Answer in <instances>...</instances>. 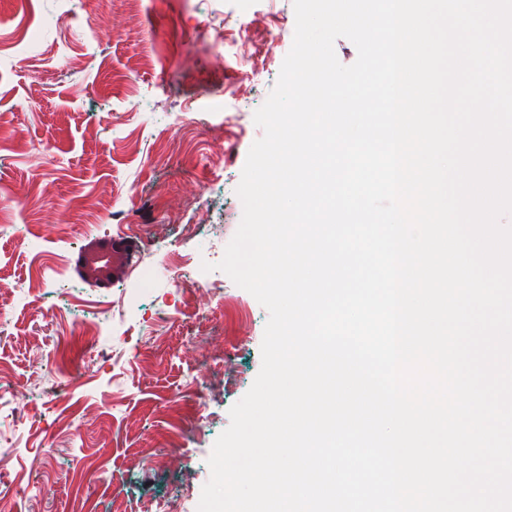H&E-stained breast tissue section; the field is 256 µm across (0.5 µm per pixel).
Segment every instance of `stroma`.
Listing matches in <instances>:
<instances>
[{
	"instance_id": "35a3bbf8",
	"label": "stroma",
	"mask_w": 512,
	"mask_h": 512,
	"mask_svg": "<svg viewBox=\"0 0 512 512\" xmlns=\"http://www.w3.org/2000/svg\"><path fill=\"white\" fill-rule=\"evenodd\" d=\"M294 30L293 0H0V491L15 512H197L261 368L269 314L217 265ZM127 222L147 227L132 263L86 281L85 250ZM40 264L59 272L37 296ZM168 264L199 282L190 298ZM63 296L66 317H35ZM146 451L164 466L136 467Z\"/></svg>"
}]
</instances>
